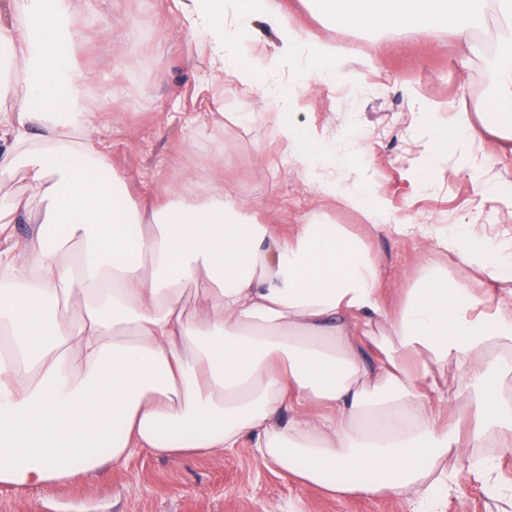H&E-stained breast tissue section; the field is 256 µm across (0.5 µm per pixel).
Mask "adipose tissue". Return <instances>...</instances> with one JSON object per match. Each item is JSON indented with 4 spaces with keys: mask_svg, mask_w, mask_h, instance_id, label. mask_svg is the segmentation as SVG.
Masks as SVG:
<instances>
[{
    "mask_svg": "<svg viewBox=\"0 0 512 512\" xmlns=\"http://www.w3.org/2000/svg\"><path fill=\"white\" fill-rule=\"evenodd\" d=\"M9 2L19 21H0V173L23 170L26 188L0 205V489L77 482L140 450L218 454L251 436L264 464L304 485L435 512L450 455L512 449V245L470 223L430 229L500 294L485 303L434 262L391 308L363 234L345 225L313 215L277 229L213 179L135 202L98 147L69 0ZM315 4L343 25L464 40L494 14L491 135L512 142V0ZM181 12L211 62L276 97V134L319 194L385 226L382 203L320 176L325 145L290 121L296 96L257 79L288 66L327 83L339 49L278 0H183ZM255 17L275 24L277 56L245 60L241 28ZM22 217L34 230L20 241Z\"/></svg>",
    "mask_w": 512,
    "mask_h": 512,
    "instance_id": "adipose-tissue-1",
    "label": "adipose tissue"
}]
</instances>
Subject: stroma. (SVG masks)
I'll list each match as a JSON object with an SVG mask.
<instances>
[{"instance_id": "1", "label": "stroma", "mask_w": 512, "mask_h": 512, "mask_svg": "<svg viewBox=\"0 0 512 512\" xmlns=\"http://www.w3.org/2000/svg\"><path fill=\"white\" fill-rule=\"evenodd\" d=\"M284 14L307 33L342 50L334 80L305 89L294 71L279 75L298 95L296 122L318 132L329 154L354 156L367 170L357 191L381 199L390 226L367 242L381 266L387 304H396L418 268L433 259L431 241L416 231L421 215L435 223L477 224L498 241L512 240V153L493 168L472 163L495 140L463 139L435 148L418 112L432 104L447 123L461 110L487 112L495 72L448 31L428 39L415 30L362 29L333 23L313 0H280ZM79 37L75 63L89 71L87 96L117 172L144 198L172 184L217 177L246 208L268 221L295 223L327 211L333 223L359 230L362 215L321 199L274 132V99L258 103L192 40L175 0H72ZM108 31L100 39V31ZM236 112L240 124L196 125L199 112ZM475 457H449L455 479L440 512H512V453L486 475ZM405 498H333L263 464L252 441L218 455L178 460L143 451L111 463L82 482L28 492L0 490V512H414Z\"/></svg>"}]
</instances>
